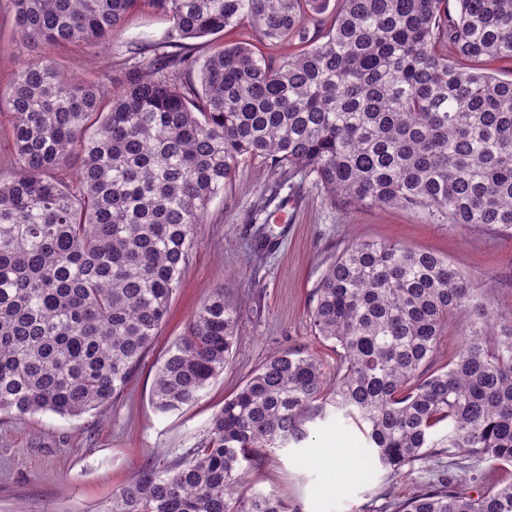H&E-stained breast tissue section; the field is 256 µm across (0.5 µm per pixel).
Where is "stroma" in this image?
I'll list each match as a JSON object with an SVG mask.
<instances>
[{"mask_svg":"<svg viewBox=\"0 0 512 512\" xmlns=\"http://www.w3.org/2000/svg\"><path fill=\"white\" fill-rule=\"evenodd\" d=\"M168 27L165 18L143 8L129 16L106 48H52L48 54L66 77L93 79L113 90L124 68L163 46ZM12 38L10 0H0V93L5 95L22 58L11 49ZM274 181L261 161L239 163L230 186L209 204L196 227L190 262L159 338L107 408L78 418L49 412L0 417V512H104L113 492L140 470L197 447L225 397L273 354L297 350L315 356L326 385H333L338 357L316 336L308 311L330 256L354 240L431 251L468 275L500 317H512L511 236L491 228H459L402 209L335 208L310 175L281 186L276 204L268 208L269 221L288 230L262 267H254L251 216ZM214 288L223 289L243 316L231 361L197 404L158 412L151 404L156 362ZM325 448L338 449L337 463L313 464ZM472 474L470 460L441 455L392 477L372 459L359 430L332 412L311 423L302 447L268 452L250 479L279 497L287 512H373L442 478L472 496L494 481L485 475L475 482Z\"/></svg>","mask_w":512,"mask_h":512,"instance_id":"obj_1","label":"stroma"}]
</instances>
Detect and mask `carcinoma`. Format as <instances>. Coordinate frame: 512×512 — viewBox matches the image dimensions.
<instances>
[{
	"label": "carcinoma",
	"instance_id": "carcinoma-1",
	"mask_svg": "<svg viewBox=\"0 0 512 512\" xmlns=\"http://www.w3.org/2000/svg\"><path fill=\"white\" fill-rule=\"evenodd\" d=\"M19 44L102 45L148 5L164 50L106 93L26 58L7 104L17 172L0 179V415L101 410L158 338L196 225L243 159L299 174L345 207L420 211L512 234V0H10ZM250 26L203 57L186 41ZM80 159L75 185L64 178ZM285 231L259 224L252 260ZM315 333L339 358H268L171 464L106 512H286L248 481L265 448L309 438L331 406L400 476L435 455L512 467V318L436 254L356 241L312 292ZM467 346L433 369L448 319ZM237 305L212 291L157 365L161 412L197 403L229 364ZM393 512H512V481L476 497L446 482Z\"/></svg>",
	"mask_w": 512,
	"mask_h": 512
}]
</instances>
